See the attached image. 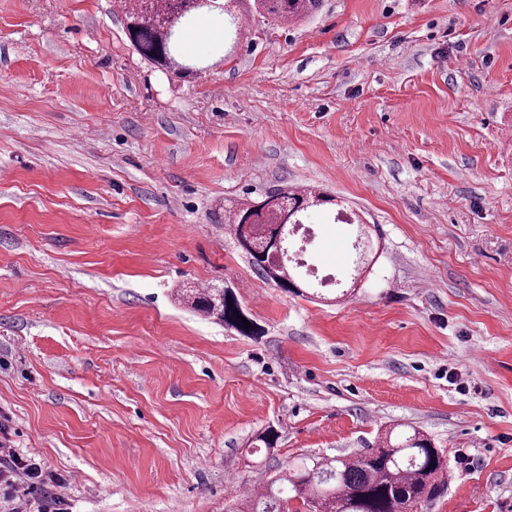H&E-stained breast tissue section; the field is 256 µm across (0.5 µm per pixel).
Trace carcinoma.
Returning <instances> with one entry per match:
<instances>
[{
    "mask_svg": "<svg viewBox=\"0 0 512 512\" xmlns=\"http://www.w3.org/2000/svg\"><path fill=\"white\" fill-rule=\"evenodd\" d=\"M319 0H256L264 17L279 20L305 18ZM127 36L144 60L176 75L200 69L199 61L184 52L180 35L197 19L212 13L223 26L235 24L227 10H209L197 0H124ZM306 192L267 194L246 200L224 215L249 263L269 283L292 293L323 298V289L298 267L280 260L290 243L288 226L307 219ZM191 308L244 336L257 335L234 292L204 288L192 294ZM450 471L445 450L414 427L392 436L388 432L376 448H364L319 459H302L269 478L250 496L251 512H280L288 492L303 499L312 512H412L417 505L440 496Z\"/></svg>",
    "mask_w": 512,
    "mask_h": 512,
    "instance_id": "cac0c4a2",
    "label": "carcinoma"
}]
</instances>
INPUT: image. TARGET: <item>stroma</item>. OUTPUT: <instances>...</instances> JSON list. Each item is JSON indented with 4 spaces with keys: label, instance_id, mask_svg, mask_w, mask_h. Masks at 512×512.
Wrapping results in <instances>:
<instances>
[{
    "label": "stroma",
    "instance_id": "35a3bbf8",
    "mask_svg": "<svg viewBox=\"0 0 512 512\" xmlns=\"http://www.w3.org/2000/svg\"><path fill=\"white\" fill-rule=\"evenodd\" d=\"M178 78L113 0H0V426L70 512H224L294 459L433 436L418 512H512V0H323ZM312 186L377 225L348 296L265 281L224 210ZM233 288L256 336L184 288ZM279 439L250 453L265 428Z\"/></svg>",
    "mask_w": 512,
    "mask_h": 512
}]
</instances>
